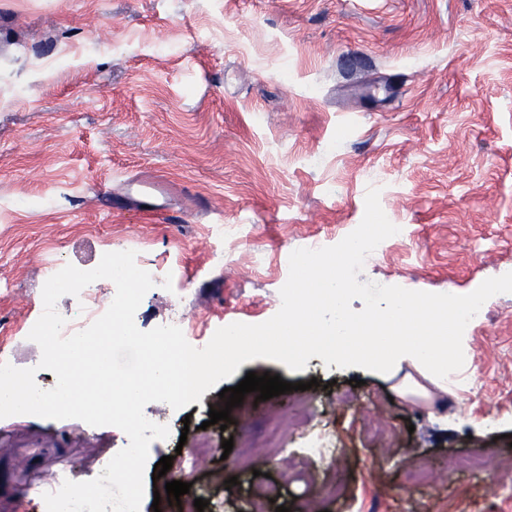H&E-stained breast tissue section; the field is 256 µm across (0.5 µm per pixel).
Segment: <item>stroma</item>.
I'll return each instance as SVG.
<instances>
[{"label":"stroma","mask_w":512,"mask_h":512,"mask_svg":"<svg viewBox=\"0 0 512 512\" xmlns=\"http://www.w3.org/2000/svg\"><path fill=\"white\" fill-rule=\"evenodd\" d=\"M156 178L176 190L138 194ZM371 186L407 234L381 242L359 281L466 295L512 272V0H0V358L36 368L37 384L56 382L28 338L49 264L93 268L134 251L167 282L145 295L137 328L177 312L188 342L202 344L216 324L273 317L290 254L355 230ZM488 307L443 405L314 357L299 372L248 361L225 384L251 371L314 379L318 421L347 440L369 419L394 431L396 447L336 462L378 512H437L443 501L500 512L492 486L512 484L500 470L512 463V293ZM348 389L354 401L339 404ZM222 403L212 388L187 409L152 402L144 414L189 419L192 438L205 426L213 449L191 490L223 470L237 480L224 493L233 512L253 476L222 442L260 430L269 405L293 410L294 394H245L224 429L208 422ZM180 436L150 446L143 512H177L155 501L151 475ZM126 440L77 419H0V512H42L22 480L59 461L72 481L94 479ZM302 441L288 432L285 455L253 463L281 482L290 512L316 493L294 475ZM480 451L495 476L449 469L451 455ZM424 459L434 485L404 492Z\"/></svg>","instance_id":"stroma-1"}]
</instances>
